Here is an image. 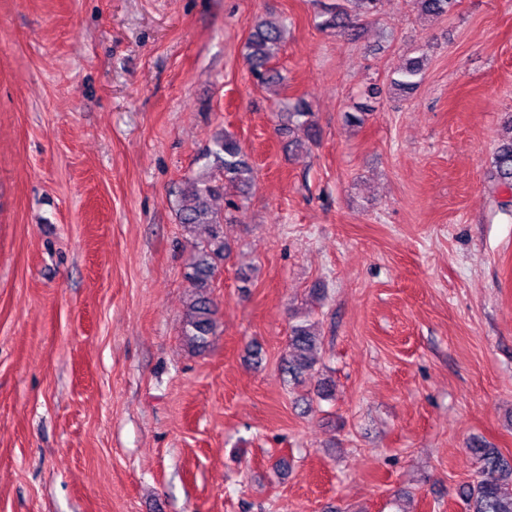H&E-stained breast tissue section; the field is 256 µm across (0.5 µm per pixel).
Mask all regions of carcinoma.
<instances>
[{
    "label": "carcinoma",
    "mask_w": 512,
    "mask_h": 512,
    "mask_svg": "<svg viewBox=\"0 0 512 512\" xmlns=\"http://www.w3.org/2000/svg\"><path fill=\"white\" fill-rule=\"evenodd\" d=\"M378 0H336L325 6L317 26L339 36H350L358 28L361 17L372 15ZM424 14L444 15L454 10L458 0H414ZM283 40V25L261 22L250 33L246 43V58L251 74L262 85L278 79L271 67ZM424 73V56L410 57L398 76L390 80L392 90L404 95L413 92ZM286 130L315 131L313 112L308 102L297 101L287 112ZM202 174L189 182L180 193V223L194 237L197 253L189 264L187 280L191 288L183 321V337L194 350L208 347L215 335L216 302L213 297L215 261L224 258L230 245L224 235V225L232 221L231 211L238 208L237 197L249 194L255 183V171L249 163L240 140L222 131L214 135L201 155ZM489 180L498 188L512 190V139L502 143L494 154ZM224 196V212L211 209L210 200ZM319 348L313 325L302 320L291 327L289 354L281 363L282 374L296 380L311 370L317 362ZM478 467V478L472 484L458 488L457 495L465 512H512V458L496 448H469Z\"/></svg>",
    "instance_id": "obj_1"
}]
</instances>
